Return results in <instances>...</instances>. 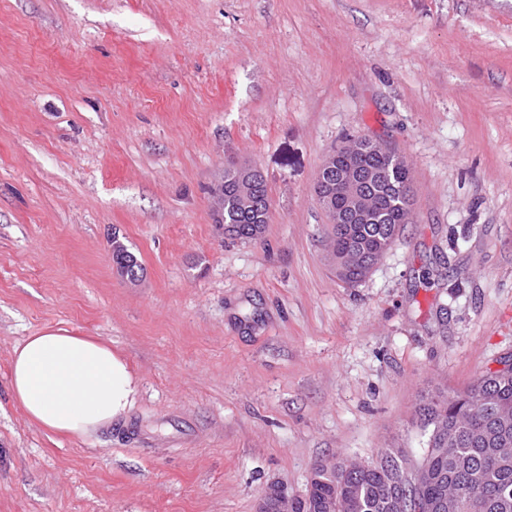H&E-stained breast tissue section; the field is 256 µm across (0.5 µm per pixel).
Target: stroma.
Wrapping results in <instances>:
<instances>
[{
	"instance_id": "35a3bbf8",
	"label": "stroma",
	"mask_w": 512,
	"mask_h": 512,
	"mask_svg": "<svg viewBox=\"0 0 512 512\" xmlns=\"http://www.w3.org/2000/svg\"><path fill=\"white\" fill-rule=\"evenodd\" d=\"M364 135L413 219L352 286L312 186ZM228 160L267 182L252 240L214 222ZM47 326L127 359L124 419H26L10 358ZM509 356L512 0H0V512H255L421 457L422 397ZM112 262L117 264L126 263L128 274L132 277H137L139 270H141V266L138 264L136 257L127 250L122 242H112ZM117 264H113L116 272L127 277L125 269ZM299 499L288 495V487L273 483L261 493L256 506V512H295Z\"/></svg>"
}]
</instances>
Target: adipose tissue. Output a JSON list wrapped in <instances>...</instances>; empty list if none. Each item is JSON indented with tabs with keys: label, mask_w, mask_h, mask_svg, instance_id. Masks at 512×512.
<instances>
[{
	"label": "adipose tissue",
	"mask_w": 512,
	"mask_h": 512,
	"mask_svg": "<svg viewBox=\"0 0 512 512\" xmlns=\"http://www.w3.org/2000/svg\"><path fill=\"white\" fill-rule=\"evenodd\" d=\"M10 390L27 419L58 435L83 437L135 404L140 381L107 344L47 327L13 349Z\"/></svg>",
	"instance_id": "adipose-tissue-1"
}]
</instances>
